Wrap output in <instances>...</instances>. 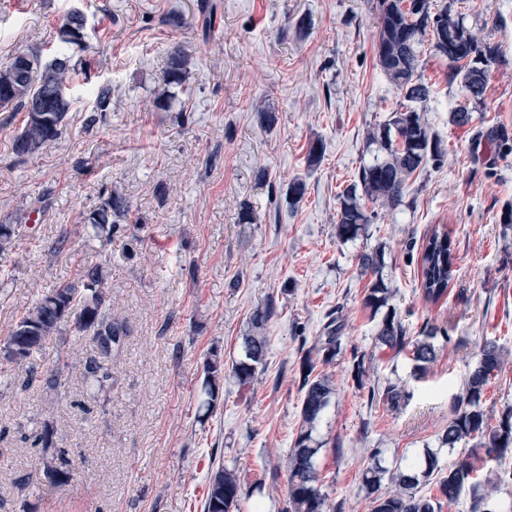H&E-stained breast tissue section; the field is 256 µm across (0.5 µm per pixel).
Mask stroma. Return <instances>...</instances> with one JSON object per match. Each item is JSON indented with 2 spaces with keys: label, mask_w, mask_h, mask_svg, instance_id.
Here are the masks:
<instances>
[{
  "label": "stroma",
  "mask_w": 512,
  "mask_h": 512,
  "mask_svg": "<svg viewBox=\"0 0 512 512\" xmlns=\"http://www.w3.org/2000/svg\"><path fill=\"white\" fill-rule=\"evenodd\" d=\"M431 2L451 4L503 60L471 123L455 126L462 88L423 46L422 75L433 87L423 117L443 161L409 179L398 208L374 206L364 233L344 242L335 231L342 195L381 155L367 136L398 101L376 64L378 0H0V65L21 52L49 60L62 51L92 76L74 79L66 123L39 154H14L24 114L0 112V220L25 234L0 254V340L43 295L81 287L94 263L128 328L105 391L84 374L92 343L73 336L0 376V512H203L220 461L237 469L252 512H282L284 458L301 429L302 342L334 313L341 351L323 371L336 395L315 437L321 491L341 512H370L361 474L371 449L389 459L439 449L483 341L505 350L484 406L495 418L512 406V233L501 224L512 206V153L487 136L495 126L512 132V0ZM75 8L86 35L64 47L56 31ZM177 49L187 78L167 89L160 77ZM103 86L112 101L99 116ZM165 92L169 102L157 105ZM296 179L305 192L291 204ZM113 192L129 209L107 234L89 216ZM245 207L252 223L239 221ZM436 229L450 235L456 260L447 296L431 303L420 291V258ZM377 249L380 274L364 272L361 254ZM379 275L408 335L428 324L448 331L424 378H414L406 355L375 344L363 298ZM270 298L278 314L266 328L265 369L247 390L225 377L216 410L200 416L207 359L240 357L251 315ZM356 352L362 389L351 378ZM56 367L63 376L51 391L41 377ZM389 379L411 393L397 411L368 396ZM468 449H439L442 465ZM45 455L71 462L69 482L50 483Z\"/></svg>",
  "instance_id": "stroma-1"
}]
</instances>
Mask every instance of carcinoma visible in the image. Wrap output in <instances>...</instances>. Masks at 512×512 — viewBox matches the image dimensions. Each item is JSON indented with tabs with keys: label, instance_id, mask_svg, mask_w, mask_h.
Instances as JSON below:
<instances>
[{
	"label": "carcinoma",
	"instance_id": "carcinoma-1",
	"mask_svg": "<svg viewBox=\"0 0 512 512\" xmlns=\"http://www.w3.org/2000/svg\"><path fill=\"white\" fill-rule=\"evenodd\" d=\"M85 17L70 11L58 28L61 44H76L84 37ZM431 36L435 54L447 61L448 81H459L466 92L465 103L451 114V122L464 125L471 121V105L484 101L491 67L503 58L498 45L478 41L452 13L443 6L431 12L430 0H380L379 25L375 35L376 63L400 97L399 107L378 131L368 134L376 141L385 157L360 167L357 182L342 195L337 213L336 237L342 241L359 236L372 214L365 202L396 207L403 199L408 179L425 168L428 162H440L444 156L441 142L432 137L421 115L430 96V86L424 81L420 47L425 36ZM77 65L67 56L48 62L32 53L18 67L10 61L0 66V109L25 110L26 118L13 140V152L19 157L32 156L58 136L71 106L70 91ZM186 81V62L181 51L173 52L162 74L166 87H180ZM128 205L121 195L113 193L91 216L89 221L101 231L112 235L108 225L112 215L122 214ZM22 233L16 224L0 223V253L12 250ZM452 242L448 233L433 231L425 238L421 254V292L428 302L436 303L448 293L453 274ZM393 289L378 277L368 288L364 307L371 315L388 306ZM277 314L274 299L256 310L251 318V333L244 337L243 355L229 368L239 385L249 386L258 368L266 365L269 340L265 336L267 323ZM341 324L333 318L324 327L301 362V429L293 448L286 454L284 467L288 472L285 512H327V496L318 487L316 459L322 444L313 433L317 428L335 388L329 376L315 372L317 363L328 364L340 350ZM91 338L98 356L84 363L86 378L102 389L112 379L109 362L112 353L127 335L124 322L112 317L111 298L101 265H89L83 272L82 289L64 286L45 294L35 306L13 326L0 342V362H26L34 353L45 349L61 336ZM450 341L447 330L424 328L412 338L396 313H386L378 323L376 341L395 354L408 353L413 361V375L419 379L427 365L436 358V342ZM504 350L486 341L480 347L478 359L465 379L463 391L453 403L448 426L439 441L450 451L465 441L471 443L466 456L451 467L441 465L439 453L426 448L420 454L393 468L382 464L381 451L369 457L362 473V482L371 496V512H443L467 490L473 497L472 512H498L488 507L485 486L494 482H512V469L504 467L512 457V407H508L491 423L484 408L485 389L493 377L501 373ZM224 381V361L217 355L207 360L201 392L202 408L211 414L217 407L221 382ZM380 398L397 411L410 399L406 384L400 380L385 381L378 389H370V399ZM44 471L56 484L70 478L68 461L46 457ZM434 485L437 493L423 492ZM243 487L237 470L222 463L209 477L203 512H241Z\"/></svg>",
	"mask_w": 512,
	"mask_h": 512
}]
</instances>
